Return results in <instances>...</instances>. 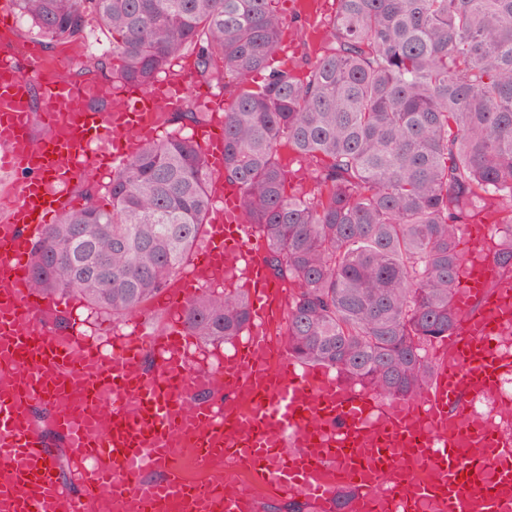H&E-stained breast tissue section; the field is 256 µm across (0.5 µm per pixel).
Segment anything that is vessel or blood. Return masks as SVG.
I'll return each instance as SVG.
<instances>
[{"mask_svg":"<svg viewBox=\"0 0 512 512\" xmlns=\"http://www.w3.org/2000/svg\"><path fill=\"white\" fill-rule=\"evenodd\" d=\"M37 45L0 51V173L9 176L10 209L0 212V485L8 512H84L106 493L118 512H244L245 490L225 475L248 463L279 497L334 512L352 488L346 512H501L512 501V451L494 420L474 412L494 396L512 359L499 351L512 334V279L487 248V224L464 228L468 248L455 281L460 319L438 359L430 387L416 399H381L344 373L302 363L273 344L270 324L286 321L279 282L243 215L237 189L212 202L206 243L193 271L166 298V327L131 324L111 348L90 343L79 324L56 326L30 279L33 244L69 208L72 182L126 162L167 129L194 97L210 120L193 134L214 174L224 170V129L214 115L222 96L199 90L176 71L148 86L114 79L112 105L95 109L100 89L47 71ZM42 120L47 133L35 138ZM221 275L244 282L250 322L217 366L205 364L180 316L201 283ZM51 414L53 436L32 427L35 409ZM108 415L109 425L96 420ZM499 447L494 459L462 454L444 434ZM67 448L65 482L51 445ZM192 446L197 464L223 456L224 476L189 482L177 462Z\"/></svg>","mask_w":512,"mask_h":512,"instance_id":"obj_1","label":"vessel or blood"}]
</instances>
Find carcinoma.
Returning <instances> with one entry per match:
<instances>
[{"label": "carcinoma", "mask_w": 512, "mask_h": 512, "mask_svg": "<svg viewBox=\"0 0 512 512\" xmlns=\"http://www.w3.org/2000/svg\"><path fill=\"white\" fill-rule=\"evenodd\" d=\"M56 43L112 35L111 74L151 84L181 59L236 89L224 113V178L237 186L276 277L293 285L288 352L349 374L378 396L415 398L428 348L458 321L463 221L486 194L505 216L512 270V0H337L327 45L270 67L287 20L278 0H13ZM267 72L256 85L255 72ZM318 158L320 193L285 192L280 149ZM212 175L190 136L147 143L83 191L35 242L34 285L122 321L189 263ZM250 320L245 295L208 288L184 308L193 336L225 344Z\"/></svg>", "instance_id": "obj_1"}]
</instances>
